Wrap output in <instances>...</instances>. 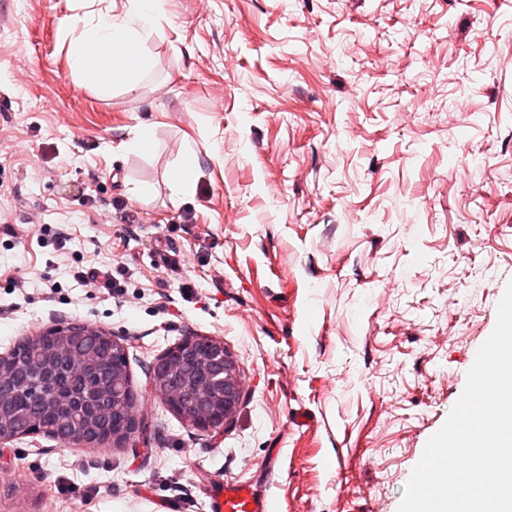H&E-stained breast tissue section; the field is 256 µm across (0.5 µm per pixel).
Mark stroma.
<instances>
[{"label": "stroma", "mask_w": 512, "mask_h": 512, "mask_svg": "<svg viewBox=\"0 0 512 512\" xmlns=\"http://www.w3.org/2000/svg\"><path fill=\"white\" fill-rule=\"evenodd\" d=\"M11 2L0 353L112 333L149 429L0 444V512H210L227 479L275 512H398L512 280V0H167L149 69L107 96L77 85L63 27L113 0ZM89 266L119 289L77 283ZM189 335L240 366L220 434L150 389ZM196 155L194 145L188 144L184 154L183 164L174 178L175 185L184 192H190L195 186L193 161Z\"/></svg>", "instance_id": "stroma-1"}]
</instances>
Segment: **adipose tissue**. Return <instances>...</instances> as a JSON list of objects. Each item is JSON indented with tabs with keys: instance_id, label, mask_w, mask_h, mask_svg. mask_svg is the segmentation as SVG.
<instances>
[{
	"instance_id": "obj_1",
	"label": "adipose tissue",
	"mask_w": 512,
	"mask_h": 512,
	"mask_svg": "<svg viewBox=\"0 0 512 512\" xmlns=\"http://www.w3.org/2000/svg\"><path fill=\"white\" fill-rule=\"evenodd\" d=\"M163 5L164 0H124L120 11L75 17L68 30L76 76L103 95L117 85L133 87L149 65L145 47L161 27ZM120 48L130 55L123 63L115 58Z\"/></svg>"
}]
</instances>
